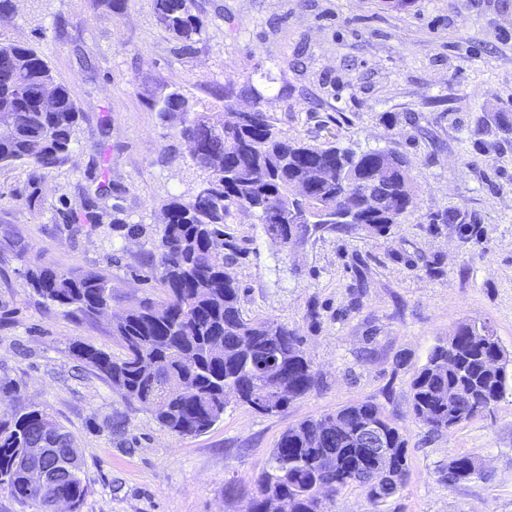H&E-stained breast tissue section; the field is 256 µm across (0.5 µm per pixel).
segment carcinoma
I'll list each match as a JSON object with an SVG mask.
<instances>
[{"label":"carcinoma","mask_w":512,"mask_h":512,"mask_svg":"<svg viewBox=\"0 0 512 512\" xmlns=\"http://www.w3.org/2000/svg\"><path fill=\"white\" fill-rule=\"evenodd\" d=\"M158 21L180 49L201 40L205 23L192 0H153ZM152 107L171 124L174 136L197 146L191 155L209 188L162 205L165 223L151 253L159 270L163 298L134 299L115 316L112 337L125 350L114 359L103 350L76 342L75 355L106 375L129 402L148 410L179 436L207 432L224 416L230 392L251 410L269 415L255 394L283 406L315 384L311 359L294 330L283 323L247 319L239 304V284L226 265L237 247L224 238L234 211H251L264 229L295 214L294 242L321 229L361 230L384 236L415 205L407 158L395 151H356L339 144L313 146L278 129L257 109L247 125L232 126L222 112H195L178 88L155 97ZM80 111L68 88L57 82L47 61L32 47L0 40V168L31 164L42 170L63 165L72 149ZM314 167H328V180L313 182L297 200L293 185ZM375 178L383 191L380 210L364 208L359 182ZM34 292L65 315L91 321L112 308L118 296L112 276L100 270L63 272L51 265L28 271ZM486 325L460 324L452 341L441 340L411 380L415 418L435 434L483 416L486 398L500 402L512 387V356L497 337L486 339ZM503 355L489 372L486 364ZM45 410L36 406L0 412V491L34 512H51L50 502L31 484L22 467L34 448H48L43 464L64 470L59 491L80 512L88 487L81 463L62 427L48 429ZM389 437L390 457L381 462L387 482L382 491L365 487L369 499L383 503L407 483V440L400 427L371 402L343 406L320 418L286 429L272 450L269 468L252 495L253 512H331L329 506L355 477L375 467L356 440L366 422ZM484 478L475 459L448 463L450 485Z\"/></svg>","instance_id":"carcinoma-1"}]
</instances>
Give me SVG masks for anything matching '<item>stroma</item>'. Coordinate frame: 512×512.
Returning a JSON list of instances; mask_svg holds the SVG:
<instances>
[{
	"label": "stroma",
	"mask_w": 512,
	"mask_h": 512,
	"mask_svg": "<svg viewBox=\"0 0 512 512\" xmlns=\"http://www.w3.org/2000/svg\"><path fill=\"white\" fill-rule=\"evenodd\" d=\"M205 22L178 51L152 0H17L0 39L43 53L81 111L64 165L0 168V408L36 405L73 437L89 493L81 512H246L282 432L371 401L407 439L410 476L372 503L342 490L335 512H512V391L491 415L443 435L416 422L410 383L437 340L490 324L512 352V0H194ZM179 87L194 109L260 108L314 145L394 149L410 161L416 206L384 237L320 231L283 248L256 214L224 227L228 273L247 318L287 324L318 375L276 415L228 404L207 433L178 437L78 359L73 342L118 357L112 318L83 323L43 303L29 269H101L161 300L148 260L160 207L200 178L151 96ZM118 215L69 224L99 184ZM468 455L485 480L451 486ZM245 486L226 499L224 486Z\"/></svg>",
	"instance_id": "1"
}]
</instances>
